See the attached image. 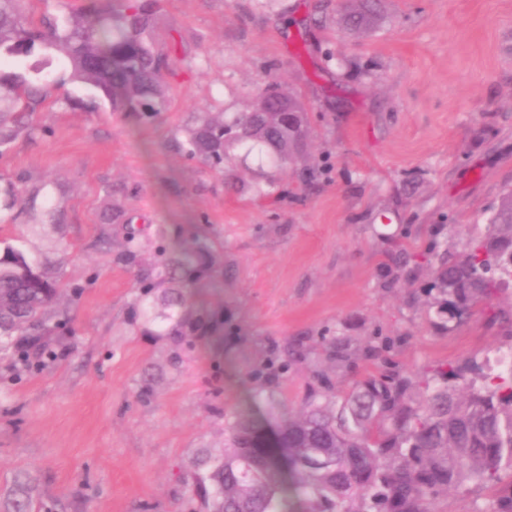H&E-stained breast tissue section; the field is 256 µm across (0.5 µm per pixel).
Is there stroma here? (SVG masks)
Here are the masks:
<instances>
[{
  "label": "stroma",
  "instance_id": "1",
  "mask_svg": "<svg viewBox=\"0 0 512 512\" xmlns=\"http://www.w3.org/2000/svg\"><path fill=\"white\" fill-rule=\"evenodd\" d=\"M152 38L177 57L154 122L112 111L56 61L34 130L0 155V188L39 192L0 234L51 259L59 242L73 250L56 305L67 356L0 358V501L24 483L40 512H205L191 463L223 447L273 348L304 342L274 391L296 410L312 371L338 395L370 371H338L335 336L356 352L392 338L391 362L410 370L505 343L480 309L433 328L430 270L391 257L436 242L464 253L512 189V0H384L361 31L336 0H161ZM269 76L309 113L307 151L273 194L253 192L255 158L224 177L170 146L197 113L250 109ZM194 232L224 245L208 299L220 359L157 335L134 306L156 246Z\"/></svg>",
  "mask_w": 512,
  "mask_h": 512
}]
</instances>
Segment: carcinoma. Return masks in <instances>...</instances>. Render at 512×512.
I'll return each instance as SVG.
<instances>
[{"label": "carcinoma", "mask_w": 512, "mask_h": 512, "mask_svg": "<svg viewBox=\"0 0 512 512\" xmlns=\"http://www.w3.org/2000/svg\"><path fill=\"white\" fill-rule=\"evenodd\" d=\"M21 0H0V152L33 130L32 115L47 93L36 67L1 66L35 49L54 50L71 78L109 103L153 122L165 107L164 75L174 59L149 39L158 0H86L58 19L22 21ZM345 9L350 28L368 26L381 0H358ZM278 83L270 79L257 93L272 114L200 112L194 126L176 139L181 152L214 171L240 150L282 168L300 155L290 143L307 139L308 129L288 126L276 113ZM27 193L13 184L4 190L0 212L8 213ZM217 247L204 241L163 242L153 267L139 279L138 310L172 340L191 327L213 350L224 353V327L188 302L179 287L207 276ZM61 261H51L0 237V352L14 363L31 357L58 358L64 320L49 312L60 296ZM437 291L434 305L446 329L453 307L470 313L492 303L512 279V189L499 198L485 232L469 250L452 257L438 251L431 261ZM169 294L172 313L152 315L153 291ZM389 340L368 344L361 356L383 370L332 399L326 377L314 376L301 410L280 416L260 405L238 413L225 426V445L194 462V482L209 512H440L436 502L451 488L470 483L496 493L477 512H512V486L499 489L501 471H512V371L494 372L475 359L439 363L413 371L387 364ZM336 368L355 360L349 343H326ZM258 375L267 390L282 377L271 358Z\"/></svg>", "instance_id": "carcinoma-1"}]
</instances>
